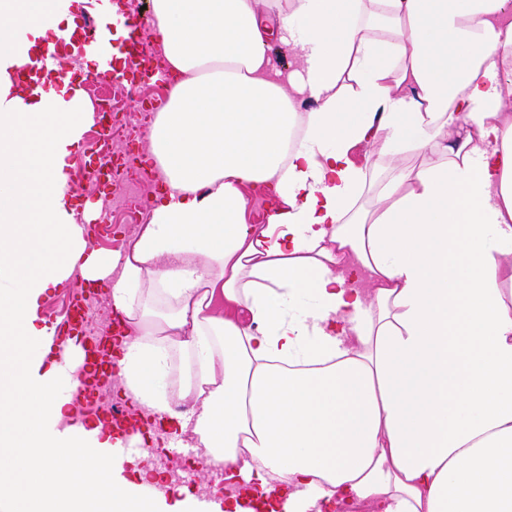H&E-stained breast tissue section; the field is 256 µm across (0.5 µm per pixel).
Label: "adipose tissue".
<instances>
[{"label": "adipose tissue", "mask_w": 512, "mask_h": 512, "mask_svg": "<svg viewBox=\"0 0 512 512\" xmlns=\"http://www.w3.org/2000/svg\"><path fill=\"white\" fill-rule=\"evenodd\" d=\"M83 2L0 0V512H192L74 422L83 350L40 305L75 278L110 285L147 446L205 449L226 512H512V0H151L163 190L119 251L70 181L90 100L19 82ZM350 157L356 166L379 178H385L389 172L386 158L380 156L375 147L359 145L352 150Z\"/></svg>", "instance_id": "ef3b65f1"}]
</instances>
